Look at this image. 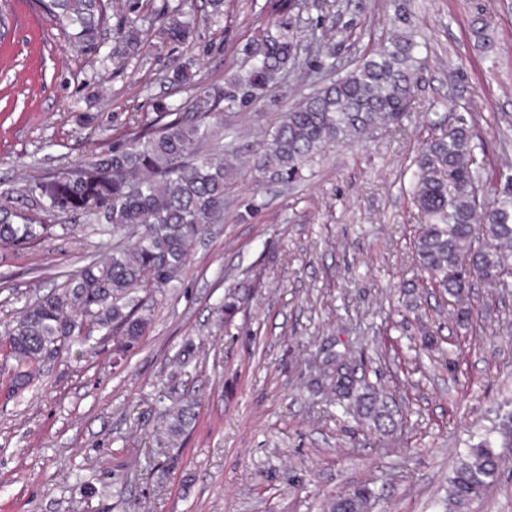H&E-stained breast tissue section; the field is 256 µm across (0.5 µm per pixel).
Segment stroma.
I'll use <instances>...</instances> for the list:
<instances>
[{"instance_id": "35a3bbf8", "label": "stroma", "mask_w": 512, "mask_h": 512, "mask_svg": "<svg viewBox=\"0 0 512 512\" xmlns=\"http://www.w3.org/2000/svg\"><path fill=\"white\" fill-rule=\"evenodd\" d=\"M99 48L75 43L41 0H0V192L77 164L152 115L184 104L195 82L223 83L270 14L268 0H225L218 22L189 42L104 60L118 43L115 0H104ZM318 33L350 26L336 51L344 73L380 38L391 0H304ZM424 47L422 88L402 128L330 148L292 184L257 183L239 168L224 221L198 238L181 279L154 292L139 346L72 348L11 392L0 375V512H322L327 496L359 483L374 512H442L448 477L470 444L493 436L512 409V294L476 283L485 309L468 329L452 300L426 288L411 242L422 222L410 196V159L430 132L427 114L464 115L480 145L490 195L512 176V0H407ZM492 17L480 48L472 22ZM193 58L194 83L173 86L174 62ZM264 99L224 113L218 137L250 157L280 115L308 92L317 54ZM93 225L34 246L0 249V332L27 301L107 253ZM245 295L232 322L218 305ZM433 343H425V334ZM192 366L176 360L188 344ZM350 349L368 381L393 399L398 426L336 420L323 411L316 367ZM193 395L196 422L141 465L160 436L158 407ZM97 489L75 491L76 477Z\"/></svg>"}]
</instances>
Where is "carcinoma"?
<instances>
[{"instance_id": "obj_1", "label": "carcinoma", "mask_w": 512, "mask_h": 512, "mask_svg": "<svg viewBox=\"0 0 512 512\" xmlns=\"http://www.w3.org/2000/svg\"><path fill=\"white\" fill-rule=\"evenodd\" d=\"M59 26L79 27L75 33L94 50L102 0H43ZM126 20L120 48L135 52L152 35L132 15L139 0H124ZM302 0H278L276 17L260 27L242 49L249 68L224 78L222 85L202 84L190 103L153 104L155 117L119 145L93 154L83 164L51 176L34 177L27 191L34 196L29 212L13 208L0 194V246L35 243L52 234L47 218L70 211L98 225L100 235H133L129 246L112 245L103 261L77 270L67 285L23 306L16 323L0 339V371L10 375L12 391L25 386L49 352L60 354L87 344L103 329L112 332L119 352L134 348L145 336L151 314L140 305V294L165 288L181 278L190 249L209 224L224 222V184L236 168L238 155L213 138V126L224 121V108L257 100V92L285 78L299 64L301 42L308 38L323 53L321 68L332 72L339 30L330 38L297 23ZM195 25L163 28L164 43H182ZM194 61H178L167 75L174 85L190 78ZM422 82L419 43L405 10L393 4L387 38L367 50L344 75L329 79L284 113L280 122L249 160L261 183H291L304 166L326 147L358 144L387 126H400ZM437 130L412 161L411 192L426 219L413 240L416 261L427 275L426 286L448 294L454 318L470 327L479 311L470 302L474 282L494 291H512V195L492 202L484 195L487 178L476 161L479 144L464 117ZM323 403L344 417L368 419L381 427L392 421L385 398L357 377L349 349L333 353L317 376ZM161 416L163 443L178 442L194 420V403L174 402ZM494 441L471 448L448 481L446 512H470L472 505L500 477L502 453L512 448V412ZM376 496L360 484L329 498L323 512H370Z\"/></svg>"}]
</instances>
